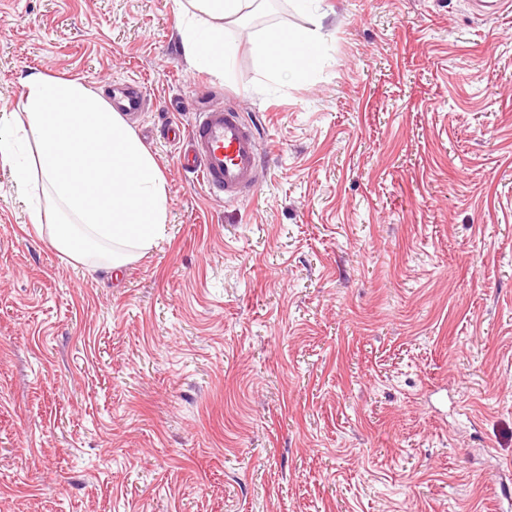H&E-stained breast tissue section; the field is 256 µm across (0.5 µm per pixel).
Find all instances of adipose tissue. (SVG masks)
<instances>
[{"instance_id": "ef3b65f1", "label": "adipose tissue", "mask_w": 512, "mask_h": 512, "mask_svg": "<svg viewBox=\"0 0 512 512\" xmlns=\"http://www.w3.org/2000/svg\"><path fill=\"white\" fill-rule=\"evenodd\" d=\"M259 0H187L184 9L210 19L207 30L185 29V56L197 66L224 71L229 55L218 33L244 18ZM271 74L297 76L322 64L319 29L268 32L258 48ZM37 134L33 162L15 150L16 132ZM0 163L8 165L19 195L42 188L66 223L50 231L51 245L78 262L106 251L117 272L152 247L168 222L165 180L151 152L96 93L68 78L32 74L23 81V109L0 129Z\"/></svg>"}]
</instances>
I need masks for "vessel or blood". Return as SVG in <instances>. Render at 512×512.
Returning <instances> with one entry per match:
<instances>
[{"label": "vessel or blood", "mask_w": 512, "mask_h": 512, "mask_svg": "<svg viewBox=\"0 0 512 512\" xmlns=\"http://www.w3.org/2000/svg\"><path fill=\"white\" fill-rule=\"evenodd\" d=\"M146 104L141 86L132 79L112 83V107L140 112ZM190 150L184 166L209 192L237 202L256 186L259 140L250 123L232 107L197 111L189 132Z\"/></svg>", "instance_id": "obj_1"}]
</instances>
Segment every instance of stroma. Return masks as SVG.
<instances>
[{"mask_svg": "<svg viewBox=\"0 0 512 512\" xmlns=\"http://www.w3.org/2000/svg\"><path fill=\"white\" fill-rule=\"evenodd\" d=\"M313 72L263 24L224 74L175 0H0V116L32 73L125 115L165 233L120 273L29 221L0 164V512H506L512 488V6L322 0ZM218 105L260 142L224 203L171 119ZM321 0H294L295 8L300 13L315 14L314 29L289 31H269L258 48L259 56L265 61H273L271 69L273 78L281 79L288 75L295 77L304 72L307 66L321 65L324 61L321 52L322 21L327 13L318 14Z\"/></svg>", "mask_w": 512, "mask_h": 512, "instance_id": "1", "label": "stroma"}]
</instances>
